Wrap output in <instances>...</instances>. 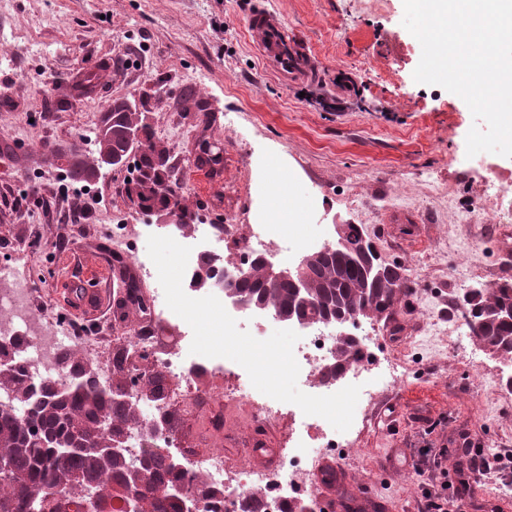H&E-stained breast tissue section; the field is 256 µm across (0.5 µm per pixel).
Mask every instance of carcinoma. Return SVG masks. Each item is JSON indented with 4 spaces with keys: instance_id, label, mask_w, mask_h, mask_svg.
Masks as SVG:
<instances>
[{
    "instance_id": "obj_1",
    "label": "carcinoma",
    "mask_w": 512,
    "mask_h": 512,
    "mask_svg": "<svg viewBox=\"0 0 512 512\" xmlns=\"http://www.w3.org/2000/svg\"><path fill=\"white\" fill-rule=\"evenodd\" d=\"M138 126L145 149L132 156L142 179L125 186L130 204L142 210L181 214V228H192V216L182 204L177 181L159 164L169 157L154 141L151 126L141 112L128 111L125 100L112 102V124L106 150L127 157L130 147L123 128ZM340 253H308L304 287L287 279L273 278L263 260L252 265L249 277L237 284V293L257 308L272 309L286 320L379 321L407 296V278L395 267L379 262L372 245L354 224L336 231ZM124 288L114 316L126 320L130 311L143 312L145 300L135 276L119 269ZM474 335L490 353L512 360V323L498 320L499 311L512 308V288H482L463 295ZM354 340L343 336L336 346V360L329 375L337 377L356 360ZM71 385L60 389L51 382L34 385L16 357L0 361V463L7 474L0 478V512H70L71 506L87 507L92 498L99 512L117 495L132 493L133 512H183L172 495L173 482L185 479L175 463L148 453L133 461L128 456L105 459L92 452L126 437L139 421L137 405L118 398L128 383L127 357L121 349L112 356L113 370L121 379L109 384L96 378L93 362L74 351L61 358ZM63 480L61 499L49 496V488Z\"/></svg>"
}]
</instances>
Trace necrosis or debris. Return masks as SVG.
Instances as JSON below:
<instances>
[{"label": "necrosis or debris", "instance_id": "1", "mask_svg": "<svg viewBox=\"0 0 512 512\" xmlns=\"http://www.w3.org/2000/svg\"><path fill=\"white\" fill-rule=\"evenodd\" d=\"M489 191L476 205L480 219L487 224L512 222V172L499 171L488 184ZM307 211H300L295 224L281 226L274 214L258 212L247 234H239L237 225L211 224L202 230L178 232L176 241L190 246L184 279L192 281L196 274L208 277V294L216 296L234 319L255 316L254 336L267 339L270 333L286 328L287 323L274 311L252 313L235 291L239 268L253 260L276 257L280 240H288L295 253L310 251L311 240L303 225ZM174 319V312L159 314L148 309L140 327L134 328L128 338L127 357L130 370L144 373L146 365L164 369L170 376L171 389L151 397H144L139 386L127 387L126 401L142 406L138 425L126 436V445L133 457L142 452L170 456L179 448V434L171 422V407L181 404L195 419L196 437L209 446V451L194 466L204 473L206 485L198 491V512H292L299 503H314L309 487L313 474L322 472L325 457L350 447L351 432L337 434L330 423L319 416L304 415L297 405H284L254 388L240 383L241 367L227 358L191 357L187 351L193 339L190 326L179 328L173 345L158 348L152 327L159 317ZM299 339L294 355L311 386L312 394L330 395L338 385L361 384L356 413L368 410L379 392L368 379L377 375L387 385L399 380L397 368L388 360L378 359L376 337L361 335L356 339L358 356L341 374L333 379L328 371L335 359L339 336L336 324L330 320L307 321L293 327ZM94 339L78 331H65L49 314L34 309V291L30 280L9 271L0 276V351L19 353L28 379L33 383L60 381L61 355L66 350L84 351ZM208 381L212 390L223 401L233 402L247 412L249 424H273L282 415L299 420L301 430L285 436L288 454L278 465L267 467L248 463L241 467L228 466L224 460V419L219 415L196 413L200 381ZM158 427L157 438L145 436L146 429ZM320 447V455H310L312 447Z\"/></svg>", "mask_w": 512, "mask_h": 512}]
</instances>
